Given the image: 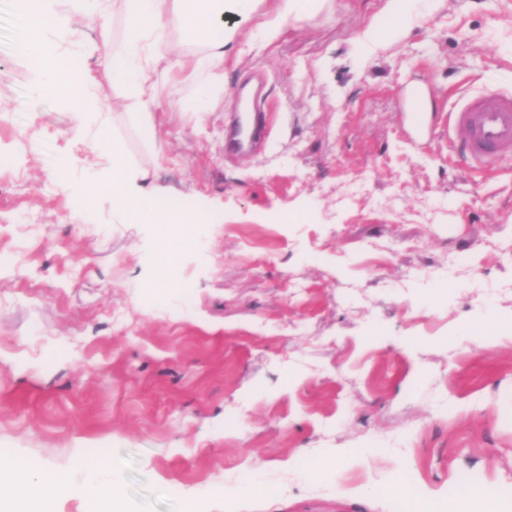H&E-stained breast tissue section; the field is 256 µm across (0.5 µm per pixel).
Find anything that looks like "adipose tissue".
Returning a JSON list of instances; mask_svg holds the SVG:
<instances>
[{
	"instance_id": "obj_1",
	"label": "adipose tissue",
	"mask_w": 512,
	"mask_h": 512,
	"mask_svg": "<svg viewBox=\"0 0 512 512\" xmlns=\"http://www.w3.org/2000/svg\"><path fill=\"white\" fill-rule=\"evenodd\" d=\"M126 15V35L121 46L104 53L97 65L122 87L128 96L143 101L148 96L157 65L171 70L203 71L209 83H216L224 71V42L211 38L213 29L223 26L226 13H248L253 0H119ZM44 8H28L17 16L23 37L17 48L38 62L42 78L34 95L51 88L61 95L78 114H85L90 94L88 85L95 78L85 72L83 85H75L71 72L59 59L42 52L46 30ZM201 44L202 53L188 54L186 45ZM94 149L107 160L99 176L82 184L67 183L69 193L78 198L110 197L113 213L125 224H152L166 237L175 239L176 223H194L191 215L174 220L158 201L163 192L156 187L147 171H131L120 150H109L105 127H98ZM110 461L98 459L86 463L89 476L81 487L71 486L59 472L33 459H0V512H44V491L55 487L65 493H77L86 500L107 503L118 512L122 490L117 481H100L102 473L111 471Z\"/></svg>"
}]
</instances>
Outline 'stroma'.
<instances>
[{
  "mask_svg": "<svg viewBox=\"0 0 512 512\" xmlns=\"http://www.w3.org/2000/svg\"><path fill=\"white\" fill-rule=\"evenodd\" d=\"M326 0L274 32L276 0L224 18V75L204 113L186 73L155 76L154 138L105 72L108 135L199 214L192 246L153 263L148 224H116L60 98L31 94L19 0H0V455L83 482L105 457L125 512H512V159L471 171L421 111L451 90L512 91V0ZM70 17L71 45L119 43L121 10ZM399 23L401 35L381 32ZM264 71L259 156L224 157L237 88ZM510 489L459 500L460 474ZM347 495H339L338 487Z\"/></svg>",
  "mask_w": 512,
  "mask_h": 512,
  "instance_id": "stroma-1",
  "label": "stroma"
}]
</instances>
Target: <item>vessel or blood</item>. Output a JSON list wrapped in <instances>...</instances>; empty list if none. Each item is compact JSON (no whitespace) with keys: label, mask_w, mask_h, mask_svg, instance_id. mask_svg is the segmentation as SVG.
Instances as JSON below:
<instances>
[{"label":"vessel or blood","mask_w":512,"mask_h":512,"mask_svg":"<svg viewBox=\"0 0 512 512\" xmlns=\"http://www.w3.org/2000/svg\"><path fill=\"white\" fill-rule=\"evenodd\" d=\"M245 105L224 131V152L228 155L261 149L270 132L271 107L260 88L245 90ZM418 131L438 126L447 135L453 152L459 153L471 169L489 173L502 160L512 158V93L487 90L458 94L449 111L436 120L416 112L412 115Z\"/></svg>","instance_id":"1"}]
</instances>
